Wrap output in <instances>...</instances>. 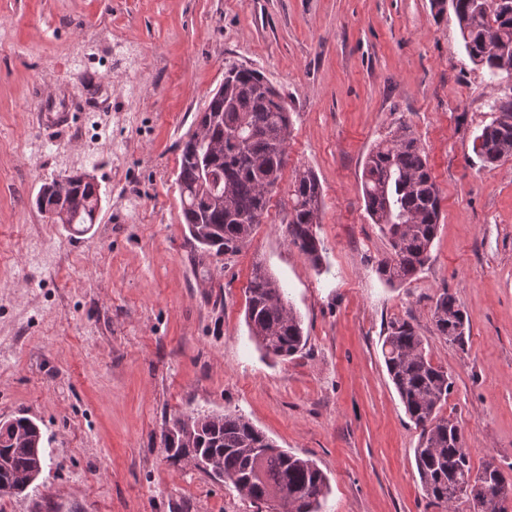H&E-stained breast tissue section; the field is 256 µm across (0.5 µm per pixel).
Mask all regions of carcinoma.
Wrapping results in <instances>:
<instances>
[{
  "label": "carcinoma",
  "instance_id": "1",
  "mask_svg": "<svg viewBox=\"0 0 512 512\" xmlns=\"http://www.w3.org/2000/svg\"><path fill=\"white\" fill-rule=\"evenodd\" d=\"M450 5L465 49L490 79L504 85L492 105L493 120L475 137L474 148L486 166L512 157V0H431L437 14ZM207 110L224 120L209 128L221 148L212 165L224 177V202L212 201L201 188L200 163L192 140L181 150L176 183L185 224L194 248L234 254L249 240L266 211L269 196L263 185L281 181L291 135V120L275 88L254 69H233L224 76V96H214ZM79 204L68 223L93 224L100 194L83 181V173L68 174ZM363 199L372 222L388 238L391 255L377 272L389 284H403L430 260L440 219L439 190L424 150L410 128L400 126L392 137L376 144L362 170ZM321 188L304 170L295 179L288 219L291 243L315 268H323L326 247L314 226L320 223ZM433 319L439 335L452 344L465 343L466 313L448 289L435 300ZM247 320L258 348L288 358L306 344L301 321L285 301L284 285L261 264L254 267L247 290ZM381 353L388 375L406 413L421 429L415 464L423 491L449 512L448 477L461 483L486 473L493 464L474 470L471 451L459 425L440 415L453 386L444 368L432 363L423 337L405 319L390 321ZM38 425L27 417L0 423V486L21 494L31 473L45 466ZM193 436L178 433L171 440L169 459L217 458L224 483L246 489L251 503L281 494L286 512H320L328 489L326 475L309 458L283 451L238 413L192 416ZM477 512H512V465L500 471L498 491L491 497L476 492Z\"/></svg>",
  "mask_w": 512,
  "mask_h": 512
}]
</instances>
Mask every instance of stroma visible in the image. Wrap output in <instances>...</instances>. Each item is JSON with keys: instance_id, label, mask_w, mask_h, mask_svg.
Segmentation results:
<instances>
[{"instance_id": "35a3bbf8", "label": "stroma", "mask_w": 512, "mask_h": 512, "mask_svg": "<svg viewBox=\"0 0 512 512\" xmlns=\"http://www.w3.org/2000/svg\"><path fill=\"white\" fill-rule=\"evenodd\" d=\"M234 67L276 87L292 134L250 240L200 253L175 184L181 147ZM500 94L431 0H0V421L33 420L48 458L0 512H256L166 457V419L212 412L242 413L313 460L329 480L322 512H439L381 354L394 319L451 374L441 414L473 467L512 463V159L488 167L473 150ZM403 124L441 215L428 264L391 285L361 174ZM305 169L322 190V272L288 237ZM73 171L101 195L83 233L35 205L42 183ZM258 263L307 338L284 360L247 325ZM445 289L467 313L461 348L434 325Z\"/></svg>"}]
</instances>
